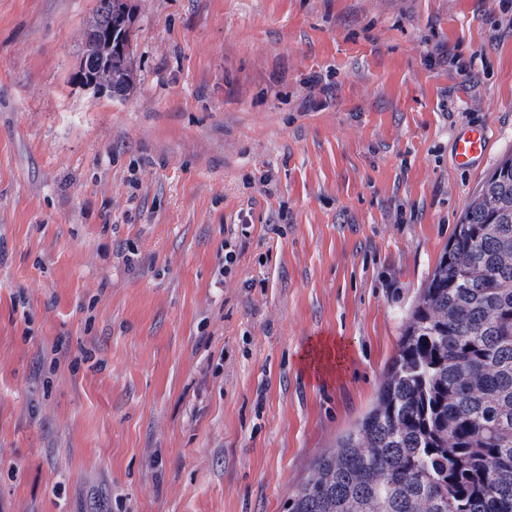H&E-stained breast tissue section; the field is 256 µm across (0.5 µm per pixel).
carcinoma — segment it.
<instances>
[{"instance_id": "carcinoma-1", "label": "carcinoma", "mask_w": 512, "mask_h": 512, "mask_svg": "<svg viewBox=\"0 0 512 512\" xmlns=\"http://www.w3.org/2000/svg\"><path fill=\"white\" fill-rule=\"evenodd\" d=\"M112 82L128 94L131 67ZM288 512H512V158L456 225L372 407Z\"/></svg>"}]
</instances>
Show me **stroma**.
<instances>
[{
	"label": "stroma",
	"mask_w": 512,
	"mask_h": 512,
	"mask_svg": "<svg viewBox=\"0 0 512 512\" xmlns=\"http://www.w3.org/2000/svg\"><path fill=\"white\" fill-rule=\"evenodd\" d=\"M131 2L115 100L98 0H0V512H285L512 153V0ZM84 82L97 92H108L112 97H120L118 90L112 86L113 82L120 87L123 96H126L132 87L131 64L125 67L112 63V71L107 70L104 73L89 75ZM488 148L489 143L485 130H462L455 140L456 162L461 167H474L486 158Z\"/></svg>",
	"instance_id": "obj_1"
}]
</instances>
